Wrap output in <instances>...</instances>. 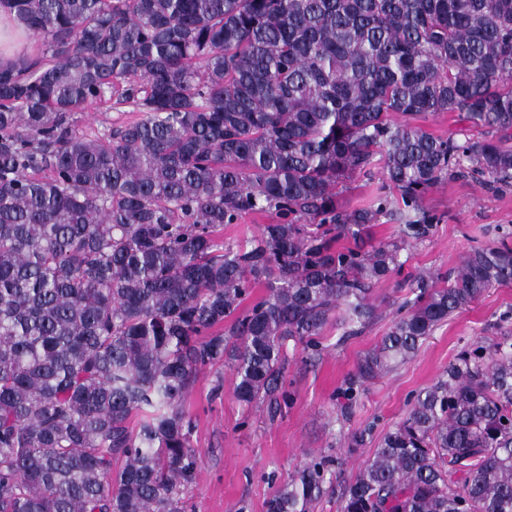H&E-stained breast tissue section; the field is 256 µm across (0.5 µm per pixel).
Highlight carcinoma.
<instances>
[{"label":"carcinoma","mask_w":512,"mask_h":512,"mask_svg":"<svg viewBox=\"0 0 512 512\" xmlns=\"http://www.w3.org/2000/svg\"><path fill=\"white\" fill-rule=\"evenodd\" d=\"M4 2L45 51L0 66V512H185L198 460L183 400L201 369L230 368L245 406L278 405L287 342L311 358L328 328L340 345L377 318L374 287L436 220L430 188L512 187V0ZM116 90L138 120L101 136L70 121ZM438 112L481 137L395 120ZM378 164L374 204L342 208ZM256 212L278 221L224 239ZM383 217L398 232L375 242ZM507 239L442 286L412 277L341 415L512 281ZM341 466L304 463L266 512H309ZM337 499L512 512V328L463 348Z\"/></svg>","instance_id":"obj_1"}]
</instances>
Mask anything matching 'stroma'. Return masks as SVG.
<instances>
[{
    "label": "stroma",
    "instance_id": "stroma-1",
    "mask_svg": "<svg viewBox=\"0 0 512 512\" xmlns=\"http://www.w3.org/2000/svg\"><path fill=\"white\" fill-rule=\"evenodd\" d=\"M411 123L442 138L480 134L456 112L415 117ZM424 205L437 221L430 236L408 251L405 274L447 275L472 248L512 231V188L492 193L472 178L448 179L426 193ZM406 293L402 277L378 284V318L344 346H337L336 332L329 329L314 360L288 349L285 388L291 401L276 415L241 405L233 395L232 372H225L224 387L216 393L213 369L202 370L183 401L195 422L192 445L199 458L196 479L183 493L186 512H265L266 500L319 453L340 457L341 479H354L382 434L407 415L414 395L433 385L466 343L495 336L500 317L512 314V283L488 289L439 325L415 356L369 384L352 414L341 416L338 388L360 356L380 342ZM358 435L363 444H355Z\"/></svg>",
    "mask_w": 512,
    "mask_h": 512
}]
</instances>
